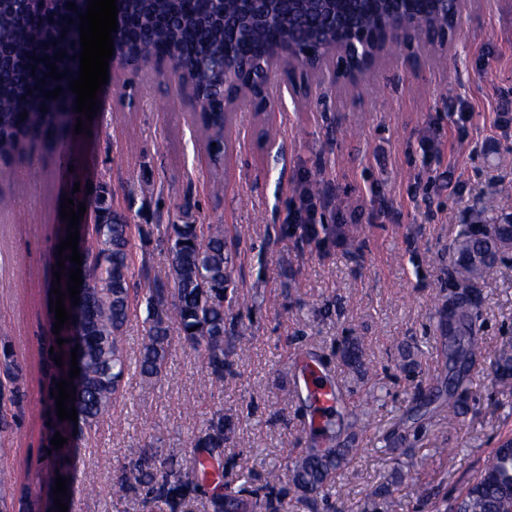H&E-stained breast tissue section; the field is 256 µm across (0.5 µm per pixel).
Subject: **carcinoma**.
Returning a JSON list of instances; mask_svg holds the SVG:
<instances>
[{"mask_svg":"<svg viewBox=\"0 0 512 512\" xmlns=\"http://www.w3.org/2000/svg\"><path fill=\"white\" fill-rule=\"evenodd\" d=\"M420 15L421 29L429 30L448 23L433 0H261L246 8L239 0H222L215 9L214 0H125L127 51L150 61L164 50L177 69L186 72L195 86L205 93L210 111L200 117L208 143L220 155L224 150V83L213 62L241 53L270 55L292 40L324 47L336 41V30L358 21L377 27L379 21L397 8ZM0 39L6 43L10 61L0 67V162L33 161L38 148L65 140L75 116L71 112L73 93L69 80L74 78L73 56L77 45L54 36L39 0H3L0 3ZM64 50L67 57L55 54ZM38 60H33V57ZM48 56L57 71H68L66 78L54 80L41 58ZM46 82H41V79ZM57 87L63 93L57 99L43 93ZM32 94H27V91ZM25 120H20L22 113ZM108 192L95 198L79 197L95 211L91 231L82 246L80 302L65 300L73 321L61 328L63 346L51 341L52 360L63 354V365L56 378L69 377L71 349L79 347L80 374L75 385L78 422L59 421L56 399L47 396L50 426L42 438L51 450L46 470L49 482L56 475L67 477L70 460L69 441L73 433L82 434L98 422L112 405L121 387L126 355L123 338L129 311L139 301L138 284L148 278L145 264H136L131 251L132 226L107 202ZM484 230L469 229L460 234L452 247L456 280L463 292L450 305L444 321L448 324V361L473 362L481 354V341L475 330V303L471 289L492 278L500 255ZM169 256L170 287L148 289L144 296L148 328L138 357L142 376L158 378L166 374L168 355L178 340L195 350L211 382L224 383V303L232 256L226 250L224 225H171L164 240ZM495 373L504 386L512 385V354L503 353ZM26 398L22 369L9 345H0V440L19 428ZM68 439L56 450L50 444L55 432ZM195 458L188 466L154 460L153 454L125 466L117 482V492L134 486L146 488L144 505L164 502L169 512H180L184 501L202 492L204 484L224 485V414H212L205 429L195 437ZM352 448H342L331 436L323 447H312L292 461L289 477L304 495L321 494L332 487L336 473L349 461ZM283 475L271 470L264 486L266 506L274 508ZM212 512H256L259 502L244 488H225L224 494L209 497ZM451 512H512V440H505L483 460L467 483Z\"/></svg>","mask_w":512,"mask_h":512,"instance_id":"1","label":"carcinoma"}]
</instances>
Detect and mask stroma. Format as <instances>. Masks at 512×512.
Returning a JSON list of instances; mask_svg holds the SVG:
<instances>
[{"label": "stroma", "instance_id": "obj_1", "mask_svg": "<svg viewBox=\"0 0 512 512\" xmlns=\"http://www.w3.org/2000/svg\"><path fill=\"white\" fill-rule=\"evenodd\" d=\"M502 96L512 99V0H466L447 46L395 49L357 82L317 74L294 93L273 73L263 108L244 101L229 112L220 158L177 81L149 73L130 89L109 76L88 133L0 168V193L12 200L0 210V340L22 364L27 390L19 430L0 443V483L14 488L15 512H40L46 494L34 466L49 386L43 349L61 201L78 182L107 189L150 279L166 281L163 242L185 219L223 225L234 262L222 386H211L197 353L178 342L164 377H142L146 311L132 306L121 396L72 450L69 512H168L160 501L143 508L140 492L119 495L114 485L146 452L191 464L194 438L218 409L228 428L225 483L261 490L269 470L285 469L317 441L301 353L341 386L344 404L330 417L354 454L315 502L284 484L277 512H365L386 480L400 512L452 503L484 457L512 439V389L491 371L512 353V252L477 287L483 350L452 420L440 326L454 239L476 211L512 214V112L502 130L490 115ZM433 130L442 146L430 155L420 142ZM450 165L454 192L436 185ZM308 183L321 190L318 224L360 212L347 249L287 230L288 209ZM352 345L369 373L348 368ZM420 389L430 403L416 400ZM365 405L371 427L350 433ZM398 449L408 455L402 467Z\"/></svg>", "mask_w": 512, "mask_h": 512}]
</instances>
